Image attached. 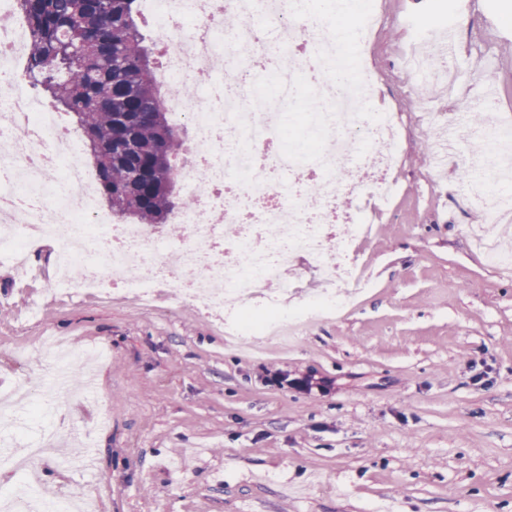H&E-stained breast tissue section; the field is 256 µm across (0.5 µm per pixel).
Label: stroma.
<instances>
[{
  "mask_svg": "<svg viewBox=\"0 0 512 512\" xmlns=\"http://www.w3.org/2000/svg\"><path fill=\"white\" fill-rule=\"evenodd\" d=\"M386 2L369 106L400 109L407 128L399 192L356 246L369 288L336 317L256 350L187 303L43 296L48 243L31 257L37 277L0 267V379L50 378L46 336L111 351L92 367L94 396L43 399L59 420L0 419V449L50 422L65 452L92 448L88 470L38 465L50 496L71 486L99 512H512V268L487 262L483 215L457 176L479 141L433 169L423 145L444 129L405 106L411 84L459 110L432 69L409 80L400 68L414 32L399 19L430 4ZM448 57L473 90L497 85L483 122L512 123V27L469 13Z\"/></svg>",
  "mask_w": 512,
  "mask_h": 512,
  "instance_id": "1",
  "label": "stroma"
}]
</instances>
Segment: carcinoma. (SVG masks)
<instances>
[{
	"mask_svg": "<svg viewBox=\"0 0 512 512\" xmlns=\"http://www.w3.org/2000/svg\"><path fill=\"white\" fill-rule=\"evenodd\" d=\"M136 0H14L27 19L30 84L73 113L110 210L166 224L184 150L155 83Z\"/></svg>",
	"mask_w": 512,
	"mask_h": 512,
	"instance_id": "obj_1",
	"label": "carcinoma"
}]
</instances>
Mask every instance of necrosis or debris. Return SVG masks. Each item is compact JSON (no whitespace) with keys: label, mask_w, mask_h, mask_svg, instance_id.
Listing matches in <instances>:
<instances>
[{"label":"necrosis or debris","mask_w":512,"mask_h":512,"mask_svg":"<svg viewBox=\"0 0 512 512\" xmlns=\"http://www.w3.org/2000/svg\"><path fill=\"white\" fill-rule=\"evenodd\" d=\"M163 46L157 73L171 89L168 110L193 128V162L184 176L192 204L171 223L183 225L169 247L157 224H127L105 211L83 150L64 113L26 88L17 63L29 39L24 19L0 25V264L30 266L32 250L52 244L48 292L54 296H118L152 305L161 296L188 302L217 322L226 342L260 346L287 340L318 318L333 316L368 282L354 244L371 227L339 200L370 189L380 203L396 191L400 128L391 111L366 105L378 76L362 58L343 60L334 0H139ZM415 36L401 54L415 75L442 43L430 24L405 18ZM273 40L275 52L263 46ZM209 82L191 98L174 87L199 72ZM309 111L291 114L299 92ZM478 176L490 188L512 169V125L484 130ZM346 178H338L339 170ZM238 227L225 241L222 226ZM307 260L321 291L289 307V266ZM46 431L0 457V467L29 473L55 448ZM0 512H98L79 491L52 501L31 484L0 493Z\"/></svg>","instance_id":"4bbe7bcc"}]
</instances>
